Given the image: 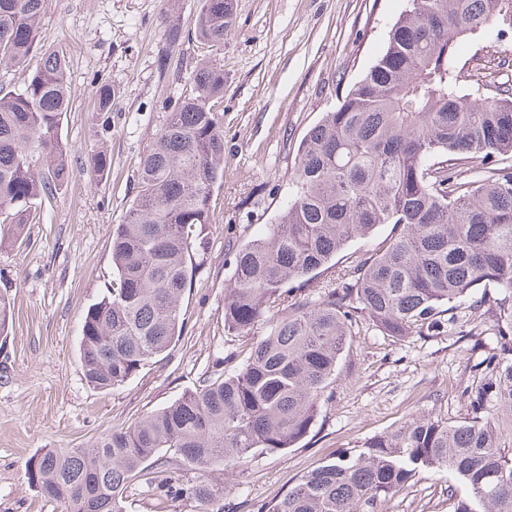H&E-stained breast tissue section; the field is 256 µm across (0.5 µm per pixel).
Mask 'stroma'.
<instances>
[{"label": "stroma", "instance_id": "obj_1", "mask_svg": "<svg viewBox=\"0 0 512 512\" xmlns=\"http://www.w3.org/2000/svg\"><path fill=\"white\" fill-rule=\"evenodd\" d=\"M407 0H234L235 25L221 48L194 33L200 0H45L43 40L0 86L22 91L48 54H63L70 93L59 133L73 175L42 205L19 246L0 247V294L14 306L0 336V512H68L29 481L27 462L46 449L84 448L195 389L230 351L254 336L224 331L232 254L273 222L289 192L299 143L383 52ZM181 37L170 43L171 24ZM512 31L468 42L459 58L463 88L478 77L503 82ZM203 59L224 67V181L211 196L212 222L182 297L183 333L164 357L124 386H88L79 356L87 308L112 280V227L136 194L143 153L171 107L191 87ZM112 109H94L100 85ZM107 149L112 164L95 176L90 161ZM492 331L479 336L383 335L361 323L336 368L333 397L307 437L228 471H185L184 486L207 481L222 512H250L282 496L336 452L429 415L454 421L470 412L486 357L500 353ZM448 475L433 472L380 503L378 512H453Z\"/></svg>", "mask_w": 512, "mask_h": 512}]
</instances>
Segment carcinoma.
Masks as SVG:
<instances>
[{"mask_svg": "<svg viewBox=\"0 0 512 512\" xmlns=\"http://www.w3.org/2000/svg\"><path fill=\"white\" fill-rule=\"evenodd\" d=\"M43 0H0V66L24 61L43 38ZM512 30V0H409L383 53L302 139L292 193L273 224L236 250L224 330L268 332L231 371L136 425L87 448L47 449L29 480L71 512H123L132 480L156 512L184 489L152 474L159 452L200 472L291 448L313 428L344 350L366 318L387 336H439L485 314L498 288L497 335L512 337V85L461 90L456 61L490 26ZM233 0H201L199 41L224 46ZM181 98L140 158L137 195L112 229V283L85 314L79 341L87 383L114 389L163 355L180 335V302L193 248L212 223L210 199L224 180V68L199 63ZM66 65L49 55L23 91L0 88V242L23 241L37 207L73 174L59 136L68 111ZM98 112L112 88H98ZM393 225L388 242L344 270L319 277L356 239ZM472 414L443 422L422 416L342 451L254 512H376L377 501L423 472H447L454 512H512V358L485 359ZM199 505L217 490L191 488Z\"/></svg>", "mask_w": 512, "mask_h": 512, "instance_id": "obj_1", "label": "carcinoma"}]
</instances>
